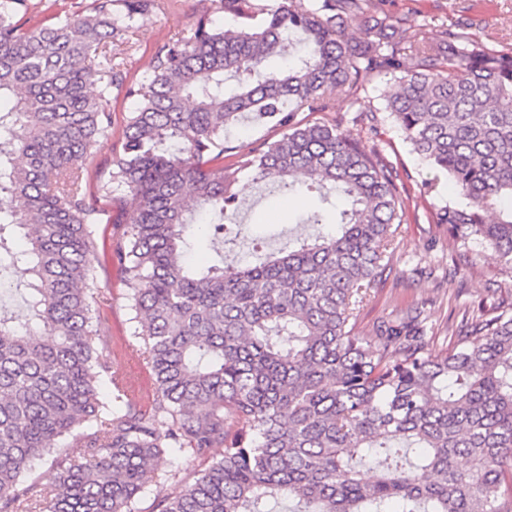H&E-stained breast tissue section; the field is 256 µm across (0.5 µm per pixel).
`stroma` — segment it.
Here are the masks:
<instances>
[{"instance_id": "35a3bbf8", "label": "stroma", "mask_w": 512, "mask_h": 512, "mask_svg": "<svg viewBox=\"0 0 512 512\" xmlns=\"http://www.w3.org/2000/svg\"><path fill=\"white\" fill-rule=\"evenodd\" d=\"M392 13L415 14L424 20L427 40L439 37L438 20L451 16L471 19L490 49L512 50V0H387ZM204 14L211 15L217 26L232 20L231 15L215 10L213 0H164L161 10L140 21L128 36L123 54L130 79H141L158 48L166 41L186 33ZM396 85L393 77L378 79L358 104L336 96L333 105L340 116L352 118L356 111H376L374 126H359L365 144L378 145L396 166L414 197L397 234L393 269L376 288L369 290L360 309L356 330L372 334L375 326L404 311L408 304L425 305L426 324L433 350L441 352L455 343L450 328L458 315L477 306L503 304L512 306V273L494 264L473 268L454 267L453 258L465 248L448 234V227L436 223V212L446 206H465L442 174L423 164L404 140L392 119L384 112V100ZM112 132L101 139L93 161L88 166L90 187L108 179L110 162L123 149L122 132L133 109L131 99L113 94ZM281 131L274 124L245 117L224 132L225 163H233L232 147L245 143L263 147L278 140ZM316 202L315 193L297 190L281 192L269 184L250 186L245 202L233 216L240 232L228 245L224 258L229 262H254L269 252L287 247L296 237L311 233L302 217ZM98 283L105 289L99 303V315L105 325L111 348L139 345L137 324L130 309L128 285L119 265L96 269Z\"/></svg>"}]
</instances>
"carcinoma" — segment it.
Instances as JSON below:
<instances>
[{"mask_svg": "<svg viewBox=\"0 0 512 512\" xmlns=\"http://www.w3.org/2000/svg\"><path fill=\"white\" fill-rule=\"evenodd\" d=\"M159 2L94 0L87 14L28 27L27 0H0V99L13 101L0 109V282L19 266L30 275L7 288L22 313L0 292V512H137L151 486L161 492L149 512H270L281 498L293 512H512V308L464 315L443 355L417 304L368 339L354 333L364 292L391 270L409 192L377 146L331 115L333 95L356 101L394 76L384 111L468 200L436 223L475 240L466 264L512 273V207L485 220L512 201V54L463 19L428 42L386 0H215L236 24L201 16L132 82L117 42ZM292 38L303 51L264 78ZM115 89L135 107L104 184L121 192L110 253L156 381L146 406L101 358L100 209L84 185ZM248 112L282 136L237 146L226 166L224 129ZM244 172L342 197L336 234L256 263L220 252L191 264L189 226L203 224L212 246L236 240ZM167 448L197 462L190 479L164 466ZM52 453L54 483L28 479Z\"/></svg>", "mask_w": 512, "mask_h": 512, "instance_id": "obj_1", "label": "carcinoma"}]
</instances>
